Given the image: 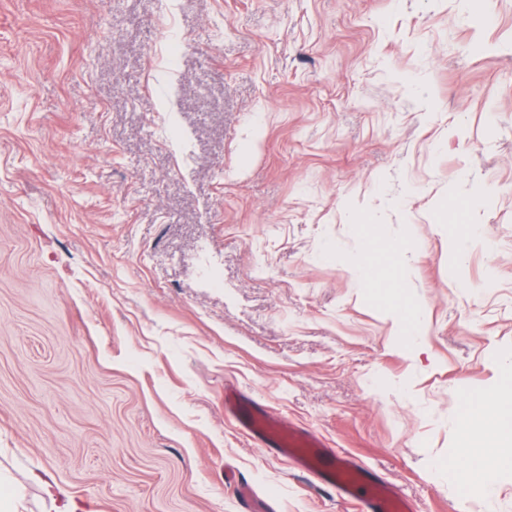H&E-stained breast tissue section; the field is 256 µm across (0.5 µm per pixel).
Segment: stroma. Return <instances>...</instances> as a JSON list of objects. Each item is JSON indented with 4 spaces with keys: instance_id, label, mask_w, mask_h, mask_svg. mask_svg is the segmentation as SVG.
<instances>
[{
    "instance_id": "1",
    "label": "stroma",
    "mask_w": 512,
    "mask_h": 512,
    "mask_svg": "<svg viewBox=\"0 0 512 512\" xmlns=\"http://www.w3.org/2000/svg\"><path fill=\"white\" fill-rule=\"evenodd\" d=\"M484 10L0 0V512H249L228 467L264 512H352L228 386L419 512H512V469L456 480L512 368V0ZM367 228L364 232V243H365V253H364V259L362 261L361 267L359 269L360 272L364 275L365 272L375 266L376 264L381 263L382 261L385 262L387 260V255H377L372 251L373 242L372 239L375 237H380V233L377 230V227L375 225H366ZM389 304L395 311L404 315V330L407 335H414L417 330L418 316L422 309L421 303L402 293H396L389 299Z\"/></svg>"
}]
</instances>
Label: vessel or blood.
I'll use <instances>...</instances> for the list:
<instances>
[{
  "mask_svg": "<svg viewBox=\"0 0 512 512\" xmlns=\"http://www.w3.org/2000/svg\"><path fill=\"white\" fill-rule=\"evenodd\" d=\"M228 411L260 446L291 458L304 472L336 489L341 498H360L364 512H417L412 501L372 479L351 456L329 452L315 434L288 428L277 417L245 404H231Z\"/></svg>",
  "mask_w": 512,
  "mask_h": 512,
  "instance_id": "1",
  "label": "vessel or blood"
}]
</instances>
